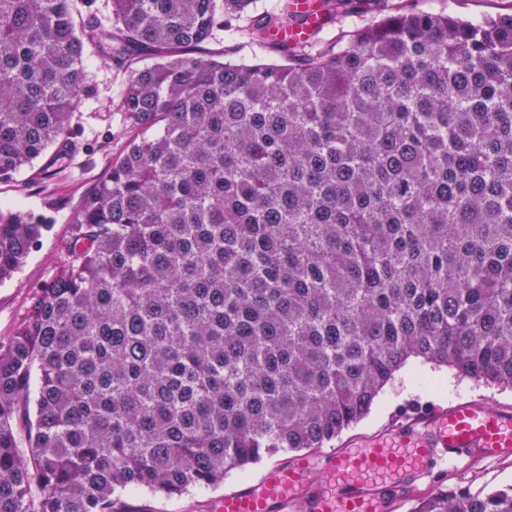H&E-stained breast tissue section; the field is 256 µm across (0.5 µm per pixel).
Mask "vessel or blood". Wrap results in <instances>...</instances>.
<instances>
[{"label":"vessel or blood","instance_id":"b4317fda","mask_svg":"<svg viewBox=\"0 0 512 512\" xmlns=\"http://www.w3.org/2000/svg\"><path fill=\"white\" fill-rule=\"evenodd\" d=\"M299 24L274 40L306 41L320 22L310 0H293ZM512 455V408L466 401L409 414L371 440H352L320 458L296 457L267 468L224 495L221 512H389L436 465ZM326 474L312 480L316 460Z\"/></svg>","mask_w":512,"mask_h":512}]
</instances>
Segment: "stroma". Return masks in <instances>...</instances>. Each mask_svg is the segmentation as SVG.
<instances>
[{
	"label": "stroma",
	"mask_w": 512,
	"mask_h": 512,
	"mask_svg": "<svg viewBox=\"0 0 512 512\" xmlns=\"http://www.w3.org/2000/svg\"><path fill=\"white\" fill-rule=\"evenodd\" d=\"M282 0H253L239 22L215 30L206 44L208 53L235 62L284 63V56L253 43L245 27L266 13L281 9ZM407 10L452 13L470 21L512 14V0H346L343 23L325 22L322 40L344 44L350 31L367 27L384 16ZM87 92L70 117V126L79 147L62 152L51 176H43L42 162L23 167L0 180V209L30 214L45 230L35 249L11 279L0 283V341L14 335L24 320L35 294L49 283L67 258L72 236L71 218L110 173L122 154L132 129L117 102L129 80L126 67L102 61L88 53L85 63ZM478 399L488 406H512V388L485 385L460 377L453 368L419 361L397 372L376 399L370 413L328 443L336 450L341 440L370 437L403 415L445 406L451 402ZM262 465L229 472L221 485L192 490L167 499L145 492L132 495V502L150 512H214V505L241 481L257 477ZM434 485L453 489L466 486L472 492H486L512 486V457L474 460L439 472Z\"/></svg>",
	"instance_id": "obj_1"
}]
</instances>
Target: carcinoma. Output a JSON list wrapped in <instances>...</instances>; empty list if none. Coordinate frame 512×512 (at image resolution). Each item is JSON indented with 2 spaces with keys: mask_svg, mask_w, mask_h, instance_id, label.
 <instances>
[{
  "mask_svg": "<svg viewBox=\"0 0 512 512\" xmlns=\"http://www.w3.org/2000/svg\"><path fill=\"white\" fill-rule=\"evenodd\" d=\"M252 0H0V179L70 143L87 46L136 134L0 350V512H140L320 448L414 357L512 387V15L402 12L297 64L200 53ZM0 211V282L42 235ZM413 512H512V487Z\"/></svg>",
  "mask_w": 512,
  "mask_h": 512,
  "instance_id": "carcinoma-1",
  "label": "carcinoma"
}]
</instances>
